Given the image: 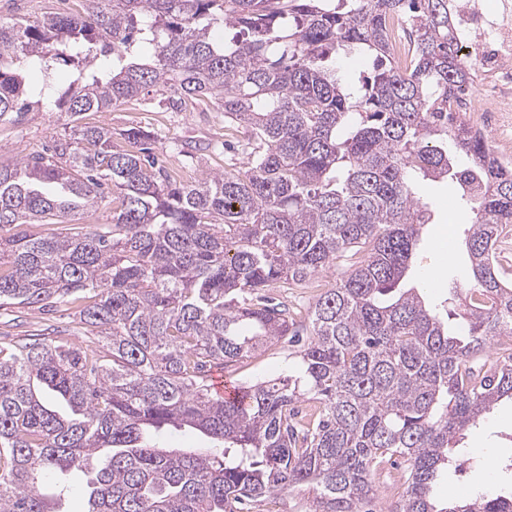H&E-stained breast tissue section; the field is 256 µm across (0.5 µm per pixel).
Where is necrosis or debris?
<instances>
[{
	"instance_id": "4bbe7bcc",
	"label": "necrosis or debris",
	"mask_w": 512,
	"mask_h": 512,
	"mask_svg": "<svg viewBox=\"0 0 512 512\" xmlns=\"http://www.w3.org/2000/svg\"><path fill=\"white\" fill-rule=\"evenodd\" d=\"M465 51L475 63L450 108L466 130L492 143L500 165L512 166V0H448Z\"/></svg>"
}]
</instances>
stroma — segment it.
<instances>
[{"label":"stroma","mask_w":512,"mask_h":512,"mask_svg":"<svg viewBox=\"0 0 512 512\" xmlns=\"http://www.w3.org/2000/svg\"><path fill=\"white\" fill-rule=\"evenodd\" d=\"M84 0H0V20L80 11ZM162 96L152 91L140 100L113 106L107 112L83 114L87 125H104L118 131L139 126L155 137L156 151L163 166L180 180L190 182L202 173L244 169L247 157L240 150L247 139L244 127H226L223 113L213 111L209 100H186L181 111H165ZM71 118L68 113L44 108L24 112L16 120L0 123V161H12L22 155L52 147L54 141L70 137ZM420 193L430 202L434 220L425 225L416 246L405 287H421L429 272L445 271L454 275L460 286H468L469 257L466 246L467 227L474 215L469 204L449 207L457 194L447 180L424 181ZM51 327L68 331L79 345L92 343V336L83 334L75 318L73 306L55 309L15 306L0 309V341L25 336ZM298 360L292 346L279 344L259 353L242 364L232 383H243L274 377L295 369ZM463 446L470 459L464 472H445L434 486L440 499L451 496L457 486H467L470 493L512 492V478L493 470L492 465L512 456V403L503 402L475 427L465 433Z\"/></svg>","instance_id":"obj_1"}]
</instances>
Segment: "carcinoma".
Wrapping results in <instances>:
<instances>
[{"instance_id":"carcinoma-1","label":"carcinoma","mask_w":512,"mask_h":512,"mask_svg":"<svg viewBox=\"0 0 512 512\" xmlns=\"http://www.w3.org/2000/svg\"><path fill=\"white\" fill-rule=\"evenodd\" d=\"M236 30L212 37L215 20ZM374 73L336 79L339 49ZM65 69L34 91L23 66ZM469 65L448 0H88L82 13L0 21V121L32 103L105 112L154 88L179 112L206 98L248 129V166L172 180L150 132L84 125L51 153L0 163V308L89 302L82 348L57 330L0 343V512H61L42 481L89 479L86 512H249L307 496L305 512H382L374 466L406 463L388 512H512V493L437 501L467 459L458 438L512 401V281L496 251L512 233V169L462 134L448 97ZM127 143L118 150L114 136ZM468 165L454 169L436 138ZM451 179L473 204L469 287L448 278L453 334L403 287L431 204L418 178ZM111 190L112 223L33 236ZM340 267L304 321L265 289ZM300 345V369L212 390L256 352ZM314 401L305 425L295 405ZM188 427L218 448H158Z\"/></svg>"}]
</instances>
